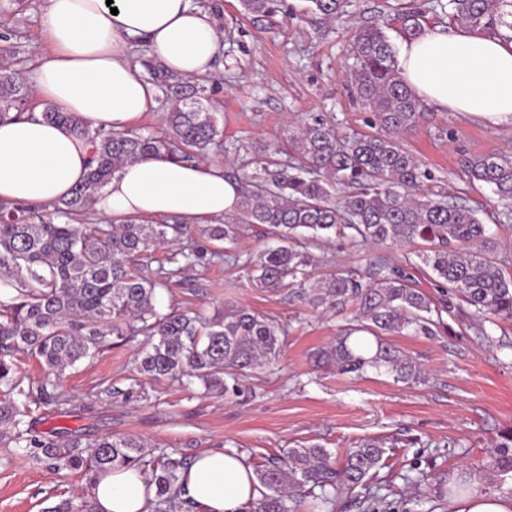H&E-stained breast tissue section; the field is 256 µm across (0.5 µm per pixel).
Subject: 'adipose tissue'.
I'll return each instance as SVG.
<instances>
[{
    "label": "adipose tissue",
    "instance_id": "ef3b65f1",
    "mask_svg": "<svg viewBox=\"0 0 512 512\" xmlns=\"http://www.w3.org/2000/svg\"><path fill=\"white\" fill-rule=\"evenodd\" d=\"M42 36L50 47L35 68L38 98L94 128L133 126L154 104L155 90L130 60L133 42L169 71L196 78L212 70L220 38L208 13L192 0H45ZM399 67L423 102L450 112L512 122V41L436 27L403 43ZM90 146L41 115L0 119V200L51 204L66 197L88 169ZM239 202L224 166L147 157L126 164L100 191L94 208L107 217L180 216L223 222ZM146 476L110 469L96 484L97 512H147ZM481 475L452 498L453 512H512V495L482 487ZM189 495L204 512H243L257 495L242 454L200 453L185 473Z\"/></svg>",
    "mask_w": 512,
    "mask_h": 512
}]
</instances>
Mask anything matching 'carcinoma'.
<instances>
[{
  "mask_svg": "<svg viewBox=\"0 0 512 512\" xmlns=\"http://www.w3.org/2000/svg\"><path fill=\"white\" fill-rule=\"evenodd\" d=\"M244 10L266 17L279 0H241ZM326 19L345 12L347 0H310ZM448 25L475 34L512 31V0H451ZM399 33L412 39L427 21L415 8L397 17ZM353 84L370 111L372 133L339 136L320 116L291 122L286 130V159L278 150L258 148L254 175L234 176L240 200L221 224H189L179 217L162 222L137 216L117 224L85 221L96 196L125 164L148 156L194 162L223 144V130L209 111L204 87L146 64L149 81L167 104L166 128L105 130L88 126L78 115L54 106L44 120L69 126L92 146L89 171L70 197L45 207L0 202V441L43 461L57 471L83 476L86 494L62 498L44 512H97L93 490L98 475L114 468H137L148 474L151 512H196L188 495L184 456L162 449L147 456L132 436L93 443L71 438L58 442L30 429L19 430L18 417L31 416L45 403L63 405L66 395L42 381L37 389L21 387L18 355L35 359L47 374L93 359L110 344V336L146 339L135 360L136 371L153 380L198 383L209 394L238 389L240 379L279 360L287 328L275 317L247 307L224 304L212 314L190 309H156V291L176 283L187 267L203 260L230 257L238 241L256 225L265 227L271 244L260 252L256 279L271 293L307 306L332 307L355 302V319L317 362L340 373L385 374L396 384L427 381L421 363L400 351L391 336L448 334L444 316L461 313L483 340L512 348L488 334L485 323L512 320V272L489 254L491 239L478 213L426 188L431 173L399 140L425 119V106L403 82L398 48L384 28L365 25L351 46ZM30 89L18 74L0 67V118L20 108ZM469 187L487 186L512 223V153L474 156L464 162ZM224 247L204 252L193 234ZM333 237L352 246L388 245L403 250V265L376 259L366 269L347 266L313 277L318 259L311 248ZM178 244L183 265L151 268L150 255L160 246ZM425 266L438 295L419 287L405 271ZM386 443L365 438L349 448L342 464L320 444L291 448L272 458L254 475L258 496L246 512H296L299 498L312 501L311 512H334L340 486L368 489L383 461ZM490 464L502 490L512 478V427L495 441Z\"/></svg>",
  "mask_w": 512,
  "mask_h": 512,
  "instance_id": "cac0c4a2",
  "label": "carcinoma"
}]
</instances>
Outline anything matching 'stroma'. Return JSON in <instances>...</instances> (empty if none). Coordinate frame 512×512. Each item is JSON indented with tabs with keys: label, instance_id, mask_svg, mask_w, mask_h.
<instances>
[{
	"label": "stroma",
	"instance_id": "stroma-1",
	"mask_svg": "<svg viewBox=\"0 0 512 512\" xmlns=\"http://www.w3.org/2000/svg\"><path fill=\"white\" fill-rule=\"evenodd\" d=\"M196 2L220 35L215 68L200 79L224 129L223 147L208 159L231 169L250 163L258 146L280 142L292 117L320 113L337 134L369 132L367 111L349 78L356 29L412 7L433 28L445 21L449 0H348L344 14L331 21L314 14L309 0H281L271 18L245 14L240 0ZM44 5L0 0V64L25 77L45 49ZM401 143L432 171L434 189L478 212L494 234L499 260L512 269V227L497 223L502 205L489 189L470 188L462 167L464 157L512 149V124L432 105ZM263 246L254 233L238 243L236 260L185 270L179 284L158 291L157 308L210 313L232 301L271 314L288 325L277 364L255 371L240 392L207 395L196 384L187 388L137 374L133 360L142 340L115 337L93 360L54 376L68 402L42 406L37 431L86 441L130 435L148 452L167 449L189 457L231 448L254 463L301 444L318 443L340 457L361 439H386V460L369 493L338 489L335 512H414L415 497L426 491L418 482L422 474L487 466L499 432L512 426V351L489 346L452 317L447 335L437 339H392L427 370L426 384L407 388L372 372L357 378L318 367L314 352L352 320L354 308L315 310L260 288L252 263ZM314 252L320 275L354 261L400 258L393 249L356 251L337 239L317 244ZM84 488L81 474L55 471L0 444V512H42Z\"/></svg>",
	"mask_w": 512,
	"mask_h": 512
}]
</instances>
